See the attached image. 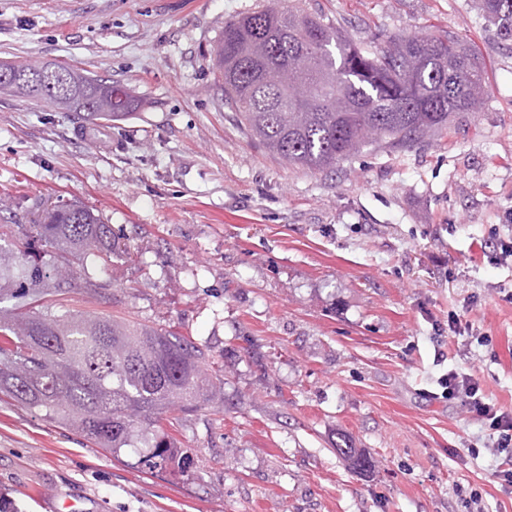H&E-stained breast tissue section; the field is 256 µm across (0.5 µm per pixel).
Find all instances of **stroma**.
<instances>
[{"instance_id":"35a3bbf8","label":"stroma","mask_w":512,"mask_h":512,"mask_svg":"<svg viewBox=\"0 0 512 512\" xmlns=\"http://www.w3.org/2000/svg\"><path fill=\"white\" fill-rule=\"evenodd\" d=\"M267 0H0V61L52 62L121 82L132 115L84 134L80 115L0 97V224L21 247L35 198L79 201L128 255L86 257L54 313L98 314L190 337L220 393L163 429L186 469L144 472L44 411L0 399V512H512L486 430L442 377L474 375L512 408V40L476 0H306L357 41L457 36L485 67L479 111L395 150L297 168L245 131L213 47ZM472 332L440 344L449 312ZM345 434L373 460L352 470Z\"/></svg>"}]
</instances>
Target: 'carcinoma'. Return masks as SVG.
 I'll use <instances>...</instances> for the list:
<instances>
[{"mask_svg":"<svg viewBox=\"0 0 512 512\" xmlns=\"http://www.w3.org/2000/svg\"><path fill=\"white\" fill-rule=\"evenodd\" d=\"M485 16L512 39V0H480ZM224 97L247 131L271 153L303 169L336 166L368 146L398 148L476 112L486 94L483 63L468 43L445 33L394 36L381 47L357 44L304 7L279 0L224 25L215 49ZM32 63L14 64L0 96L51 98L86 121L132 113L138 104L121 83L68 65L48 81L26 78ZM30 242L14 253L0 245V393L76 427L105 451L139 437L150 451L140 465L161 470L176 448L163 414L180 402L194 412L203 391L217 392L206 350L182 336L103 316L75 317L38 308L46 295L81 286L71 259L109 262L124 243L112 226L80 204L37 200ZM58 259L46 263L40 254ZM337 454L352 468L370 457L337 435Z\"/></svg>","mask_w":512,"mask_h":512,"instance_id":"carcinoma-1","label":"carcinoma"}]
</instances>
